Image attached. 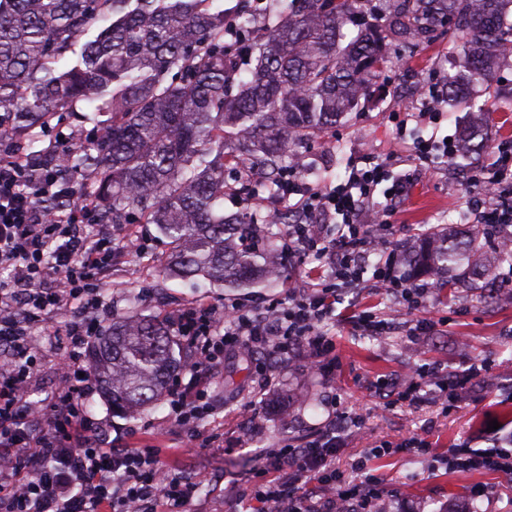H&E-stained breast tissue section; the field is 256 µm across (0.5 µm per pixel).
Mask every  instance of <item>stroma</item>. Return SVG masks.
<instances>
[{"label":"stroma","instance_id":"35a3bbf8","mask_svg":"<svg viewBox=\"0 0 512 512\" xmlns=\"http://www.w3.org/2000/svg\"><path fill=\"white\" fill-rule=\"evenodd\" d=\"M455 58V46L444 29L415 50H397L356 112L303 150L308 167L300 175L321 186L341 182L349 168L362 161L391 155L401 159L399 171L409 174L412 183L394 217L393 239L406 258L414 253L424 230L438 227L462 234L473 221L474 196L467 174L446 158L427 169L410 157L413 142L455 136L467 121L460 107L428 115L413 93L425 83L442 87ZM492 92V142L512 145V67L501 70ZM136 231L144 250L122 258L113 268L101 291L105 317L139 312L164 319L199 296L219 306L227 300L265 306L283 300L289 284L305 279L310 271H318L327 281L333 278L328 261L315 256L286 265V279L268 288L222 289L203 280L164 278L155 267L167 252L165 239L152 224L137 225ZM365 313L393 322L397 333L372 336L349 323V316ZM426 318L446 320L445 331L410 335V326ZM326 328L342 362L340 371L327 380L292 359L278 367L275 389L265 393L254 363L237 352L225 354L224 375L212 387L214 410L198 423L203 435L223 434V447H192L187 432L171 422L165 399L129 418L112 414L96 392L87 400L88 410L125 439L166 448L169 464L200 483L195 512H241L239 495L253 486L259 455L327 425L337 403L361 417L364 430L362 437L342 438L336 466L354 482L355 462L367 458L369 472L382 480L381 512H512V475L450 470L438 462L459 448L512 445V291L475 289L464 283L451 292L434 293L424 308L411 312L386 289L369 288L345 296ZM480 362L486 363L487 372L456 404L399 402L386 407L374 394L373 383L382 376L401 379L416 367L450 374ZM251 401L257 417L242 422L238 412ZM493 420L499 427L492 431L488 424ZM412 434L428 440L431 455L375 456L376 446Z\"/></svg>","mask_w":512,"mask_h":512}]
</instances>
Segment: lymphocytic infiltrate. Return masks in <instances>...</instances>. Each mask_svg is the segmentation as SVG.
I'll return each mask as SVG.
<instances>
[{
  "mask_svg": "<svg viewBox=\"0 0 512 512\" xmlns=\"http://www.w3.org/2000/svg\"><path fill=\"white\" fill-rule=\"evenodd\" d=\"M407 176L388 177L386 165L369 161L326 188L288 174L299 219L288 225L283 249L289 259L310 252L328 254L336 283L310 278L288 288L283 302L265 308L239 302L218 308L205 299L173 310L168 321L187 339L192 363L187 377L168 388L172 420L193 429L212 409V378L224 370L232 349L262 365L303 357L322 374L341 367L336 343L322 325L331 319L343 292L363 287V258L376 250L373 281L408 308L422 307L431 284L410 282L400 269L392 241L393 216L403 199ZM468 185L483 194L486 210L475 223L512 226V153H500L493 167L476 169ZM59 172L31 165L27 157L0 149V512H187L198 481L167 464L162 451L111 439L86 401L94 375L84 348L100 333L99 292L118 256L140 249L130 234L91 221L92 207L79 202L49 211L44 198L67 194ZM384 204H377L375 194ZM339 226L334 239L323 227ZM35 336L64 337L54 370L60 383L48 405L31 401L40 363ZM336 427L266 450L260 481L250 491L251 512H373L381 481L355 468L364 480L344 482L336 469V430L361 433L359 417L340 410ZM451 469L512 474V448H468L446 458Z\"/></svg>",
  "mask_w": 512,
  "mask_h": 512,
  "instance_id": "obj_1",
  "label": "lymphocytic infiltrate"
}]
</instances>
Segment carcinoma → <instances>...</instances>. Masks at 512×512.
I'll use <instances>...</instances> for the list:
<instances>
[{"label": "carcinoma", "instance_id": "obj_1", "mask_svg": "<svg viewBox=\"0 0 512 512\" xmlns=\"http://www.w3.org/2000/svg\"><path fill=\"white\" fill-rule=\"evenodd\" d=\"M443 26L458 47L446 95L470 112L455 158L474 165L490 142L488 103L472 91L512 66V0H0V131L20 142L75 113L72 149L28 153L83 176L43 207L84 199L99 224H154L169 240L162 275L254 288L282 277L270 238L242 242L272 211L294 220L283 161L357 108L394 47ZM230 164L255 172L239 200L261 196L265 210L224 214ZM493 234L477 224L450 242L433 228L411 266L442 290L457 272L490 288ZM170 336L127 314L93 338L88 358L108 404L147 411L161 399L180 367Z\"/></svg>", "mask_w": 512, "mask_h": 512}]
</instances>
